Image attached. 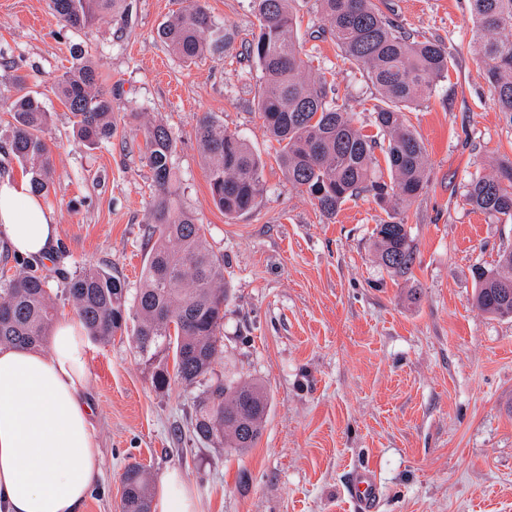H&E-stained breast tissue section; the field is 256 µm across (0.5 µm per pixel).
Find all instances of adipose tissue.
I'll use <instances>...</instances> for the list:
<instances>
[{"label": "adipose tissue", "mask_w": 512, "mask_h": 512, "mask_svg": "<svg viewBox=\"0 0 512 512\" xmlns=\"http://www.w3.org/2000/svg\"><path fill=\"white\" fill-rule=\"evenodd\" d=\"M0 237L18 258L45 257L58 229L26 181L0 180ZM88 330L58 319L47 349L0 346V512H80L101 470L87 399ZM154 512H199L179 470L166 472Z\"/></svg>", "instance_id": "1"}]
</instances>
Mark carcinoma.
<instances>
[{"label": "carcinoma", "instance_id": "cac0c4a2", "mask_svg": "<svg viewBox=\"0 0 512 512\" xmlns=\"http://www.w3.org/2000/svg\"><path fill=\"white\" fill-rule=\"evenodd\" d=\"M257 2L259 33L249 49L262 76L257 110L278 145V162L288 182L331 217L362 194L395 213L407 208L427 186V162L406 110L429 97L448 76L449 49L417 39L383 10L385 0H314L322 33L329 34L343 60L361 70L380 95L373 108L377 133L367 135L355 124L348 95L324 72L314 73L313 58L298 38L293 0ZM469 4L471 49L483 64L498 111L512 123V0ZM49 8L63 26L81 32L106 14L124 16L127 0H49ZM158 37L184 62L224 48L223 30L200 0H188L159 28ZM59 92L82 142L93 145L112 138V89L99 83L90 63H75L61 78ZM11 111L10 150L30 175L33 191L46 193L53 165L40 133L49 113L31 94L13 101ZM143 136L144 159L155 184L153 226L134 297L131 339L140 360L152 367L155 387L168 386L170 358L175 375L190 387L213 373L223 352L220 329L229 299L224 258L207 247L204 225L175 199L171 133L155 124L146 126ZM197 137L213 205L227 218L253 209L264 192L260 154L211 112L200 118ZM463 201L498 220L512 219V165L473 180ZM375 248L385 267L402 274L410 269L412 250L403 221L376 225ZM473 277L474 305L495 317H512V250L500 253L489 267L475 266ZM127 293L124 281L103 266L82 271L68 286L76 315L100 342L126 330ZM54 313L45 279L18 273L0 288V346H44ZM268 411L269 398L260 384L226 375L196 397L192 432L201 443L243 451L260 438ZM121 482V512H151L146 469L127 466Z\"/></svg>", "mask_w": 512, "mask_h": 512}]
</instances>
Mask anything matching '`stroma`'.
I'll list each match as a JSON object with an SVG mask.
<instances>
[{"label":"stroma","mask_w":512,"mask_h":512,"mask_svg":"<svg viewBox=\"0 0 512 512\" xmlns=\"http://www.w3.org/2000/svg\"><path fill=\"white\" fill-rule=\"evenodd\" d=\"M407 29L457 51L446 79L408 119L427 154L428 187L403 212L413 263L398 274L375 252L386 209L369 195L335 217L288 183L257 111L260 73L247 55L259 30L254 0H204L231 41L188 65L157 37L182 0H130L126 18L87 31L64 28L47 0H0V178L22 176L10 153L11 102L29 92L50 119L42 137L54 166L42 199L58 224L51 264L21 260L0 242V286L20 271L46 278L58 315H69L70 279L108 265L140 286L153 178L143 127L175 141L174 191L224 258L231 298L215 374L260 382L269 397L254 448L192 442L202 386L159 389L129 335L90 341L92 427L101 473L82 512H120V476L131 463L153 478L176 468L200 512H355L349 478L371 470L378 512H512V318L472 304L476 265L512 250V220L464 205L475 178L512 164V124L498 112L472 38L468 0H388ZM306 51L333 69L359 126L373 133L377 90L331 39H309L313 0H294ZM88 59L112 99L111 140L81 144L57 81ZM216 113L265 161L264 193L226 218L211 201L196 126Z\"/></svg>","instance_id":"obj_1"}]
</instances>
